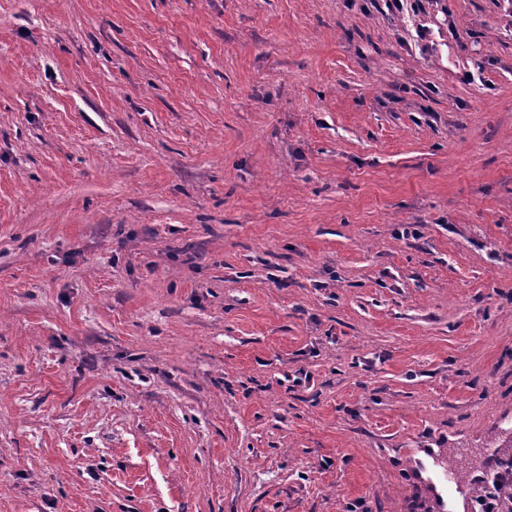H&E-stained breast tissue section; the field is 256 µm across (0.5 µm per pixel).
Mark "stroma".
I'll return each mask as SVG.
<instances>
[{"label": "stroma", "mask_w": 512, "mask_h": 512, "mask_svg": "<svg viewBox=\"0 0 512 512\" xmlns=\"http://www.w3.org/2000/svg\"><path fill=\"white\" fill-rule=\"evenodd\" d=\"M423 5L0 0V512H448L438 465L483 475L512 16Z\"/></svg>", "instance_id": "35a3bbf8"}]
</instances>
